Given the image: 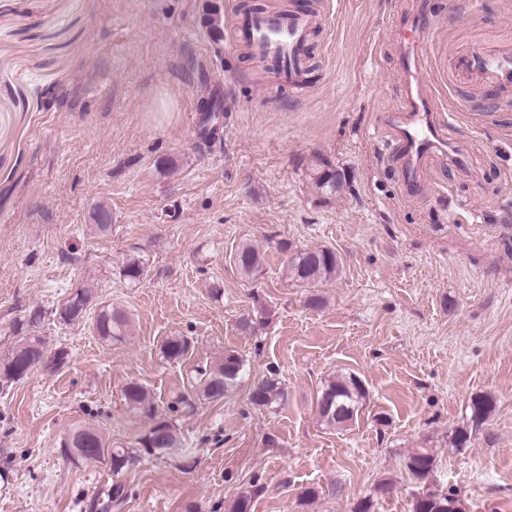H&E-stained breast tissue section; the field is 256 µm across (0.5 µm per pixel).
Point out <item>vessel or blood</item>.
<instances>
[{
    "instance_id": "b4317fda",
    "label": "vessel or blood",
    "mask_w": 512,
    "mask_h": 512,
    "mask_svg": "<svg viewBox=\"0 0 512 512\" xmlns=\"http://www.w3.org/2000/svg\"><path fill=\"white\" fill-rule=\"evenodd\" d=\"M322 22L311 8L240 11L232 24L233 43L263 63L285 84L303 83L309 71L311 36ZM428 26L417 21L400 28L403 76L416 79L423 72H439L454 87H471L512 97V41L494 39L480 49L458 47L449 65L435 67L426 41ZM397 148L404 160L403 177L412 180L421 162L439 146L442 134L435 102L419 94H407L399 106Z\"/></svg>"
}]
</instances>
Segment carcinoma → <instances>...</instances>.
<instances>
[{
	"instance_id": "obj_1",
	"label": "carcinoma",
	"mask_w": 512,
	"mask_h": 512,
	"mask_svg": "<svg viewBox=\"0 0 512 512\" xmlns=\"http://www.w3.org/2000/svg\"><path fill=\"white\" fill-rule=\"evenodd\" d=\"M318 185L331 192L342 187L341 175L334 170L323 172ZM235 265L250 277L263 266L262 254L253 246L243 244L234 256ZM147 265L138 254L126 257L121 274L129 282H137L146 273ZM339 261L336 252L325 247L307 248L290 256L289 277L307 288L336 277ZM44 319L40 307L30 308L14 323L17 341L8 352L0 356V387L8 388L24 379L33 369L42 367L55 371L68 362V352L52 349L46 341L35 335L32 329ZM58 319L65 325H75L87 320L103 341L110 344L123 343L130 336V319L127 314L104 304L99 298L94 283L86 282L80 287L79 299H68L61 308ZM191 348V340L186 336H170L162 343L160 353L168 361L183 359ZM246 360L233 351L224 352L217 363L197 370L191 393H181L168 404L175 413L189 414L195 409V400L221 401L248 378ZM126 406L134 413L149 420L148 430L138 439L139 451L127 448H109L100 431L90 425H76L70 429L63 443L65 456L75 465L79 463H101L109 466L112 473L118 474L143 456L160 458L166 455H184L187 443L182 435L177 419L164 416L158 411L150 392L137 382L128 383L122 390ZM286 399L285 389L272 369L268 375L252 384L249 401L258 409H271ZM368 390L355 374H337L326 380L317 399L319 415L329 427H346L355 420L366 404ZM470 421L475 426L486 423L495 411L494 399L488 395H476L469 404ZM405 467L409 475L419 483H427L435 468L434 456L422 448L406 458ZM263 491V486L253 485V489L241 495L232 505L231 512H250L252 500ZM412 512H460L459 501L451 493L428 491L414 497Z\"/></svg>"
}]
</instances>
